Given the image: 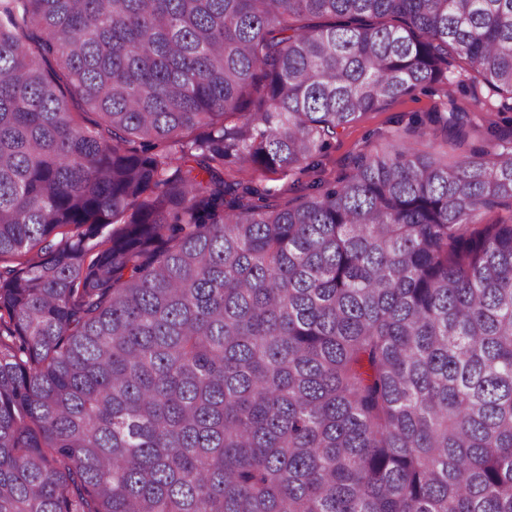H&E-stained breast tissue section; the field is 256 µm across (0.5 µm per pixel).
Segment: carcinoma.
I'll return each mask as SVG.
<instances>
[{
  "instance_id": "cac0c4a2",
  "label": "carcinoma",
  "mask_w": 512,
  "mask_h": 512,
  "mask_svg": "<svg viewBox=\"0 0 512 512\" xmlns=\"http://www.w3.org/2000/svg\"><path fill=\"white\" fill-rule=\"evenodd\" d=\"M450 58L512 0H0V512H512V151L224 178Z\"/></svg>"
}]
</instances>
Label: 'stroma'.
<instances>
[{
	"instance_id": "35a3bbf8",
	"label": "stroma",
	"mask_w": 512,
	"mask_h": 512,
	"mask_svg": "<svg viewBox=\"0 0 512 512\" xmlns=\"http://www.w3.org/2000/svg\"><path fill=\"white\" fill-rule=\"evenodd\" d=\"M451 102L469 115L471 135L467 146L458 148L445 142L441 136L429 134L423 138L422 149H436L454 161L474 149L500 151L507 148V141L496 139L493 132L512 125V110L504 108L502 98L489 92L486 86L462 82L452 75L447 82L421 86L409 95L365 113L339 131L330 146L314 157L313 167L275 176L272 185L278 191V203L284 205L303 195L308 185L332 183L348 172L353 156L379 151L402 134L412 117L435 109H446Z\"/></svg>"
}]
</instances>
